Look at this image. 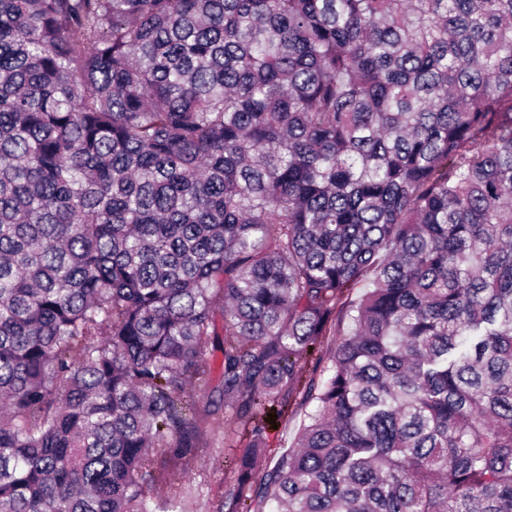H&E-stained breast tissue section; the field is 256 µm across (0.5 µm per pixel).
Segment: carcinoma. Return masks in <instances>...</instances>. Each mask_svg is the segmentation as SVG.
Listing matches in <instances>:
<instances>
[{
  "mask_svg": "<svg viewBox=\"0 0 512 512\" xmlns=\"http://www.w3.org/2000/svg\"><path fill=\"white\" fill-rule=\"evenodd\" d=\"M215 428L213 512H512V0H0V512ZM303 411H298L293 416L290 412L287 416L279 417L275 411H270L269 414L273 415V420H269L268 414L267 419V430H266V454L263 456L260 462V468L272 467L276 458L285 450H287L291 442L293 441L301 420L303 418ZM272 424H277L278 429H273ZM220 431L211 432L206 448H199L195 469H204L206 474L216 473L224 478V486L231 480L229 469V450L222 447Z\"/></svg>",
  "mask_w": 512,
  "mask_h": 512,
  "instance_id": "obj_1",
  "label": "carcinoma"
}]
</instances>
